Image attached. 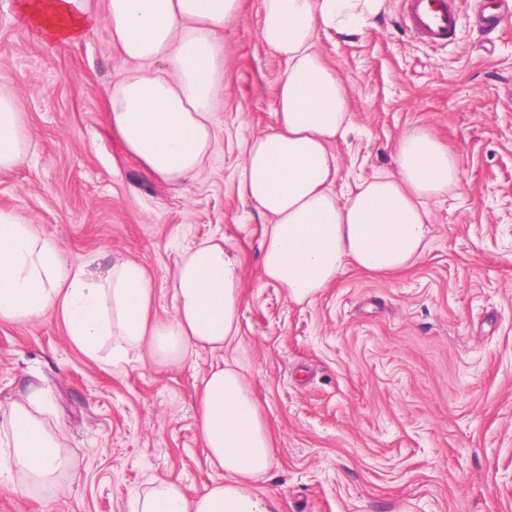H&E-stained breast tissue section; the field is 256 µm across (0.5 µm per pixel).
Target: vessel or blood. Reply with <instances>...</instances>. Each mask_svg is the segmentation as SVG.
Masks as SVG:
<instances>
[{
	"instance_id": "vessel-or-blood-1",
	"label": "vessel or blood",
	"mask_w": 512,
	"mask_h": 512,
	"mask_svg": "<svg viewBox=\"0 0 512 512\" xmlns=\"http://www.w3.org/2000/svg\"><path fill=\"white\" fill-rule=\"evenodd\" d=\"M462 19L460 0H404L406 27L429 45H441L454 38Z\"/></svg>"
}]
</instances>
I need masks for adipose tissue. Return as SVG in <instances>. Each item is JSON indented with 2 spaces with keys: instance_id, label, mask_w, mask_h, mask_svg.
I'll return each instance as SVG.
<instances>
[{
  "instance_id": "adipose-tissue-1",
  "label": "adipose tissue",
  "mask_w": 512,
  "mask_h": 512,
  "mask_svg": "<svg viewBox=\"0 0 512 512\" xmlns=\"http://www.w3.org/2000/svg\"><path fill=\"white\" fill-rule=\"evenodd\" d=\"M388 0H261L259 38L285 63L276 89V124L242 139L241 195L267 219L261 270L290 300L313 302L349 266L391 274L426 247L430 202L461 181L459 156L417 126L399 139L391 168L344 193L336 154L353 128L347 80L318 49L320 31L354 34L374 27ZM18 14L60 46L106 24L131 69L107 90V120L127 154L151 177L196 179L218 140L216 102L224 88L219 34L242 16V0H17ZM29 135L18 98L0 80V170L24 164ZM174 313L149 319L155 287L129 257L68 262L56 241L16 211L0 210V322L61 317L85 357L115 365L144 350L181 363L199 350L240 342L242 260L225 239L207 238L178 253L171 275ZM199 424L211 466L205 492L152 477L133 492V512H278L254 479L274 463L273 441L240 366L211 367L198 395ZM65 432L47 392L32 383L0 402V477L26 488L72 480Z\"/></svg>"
}]
</instances>
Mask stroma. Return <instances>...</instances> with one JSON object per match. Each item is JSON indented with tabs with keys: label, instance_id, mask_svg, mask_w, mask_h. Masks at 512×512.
I'll use <instances>...</instances> for the list:
<instances>
[{
	"label": "stroma",
	"instance_id": "obj_1",
	"mask_svg": "<svg viewBox=\"0 0 512 512\" xmlns=\"http://www.w3.org/2000/svg\"><path fill=\"white\" fill-rule=\"evenodd\" d=\"M0 0V77L19 93L25 164L0 171V209L39 224L78 263L138 261L173 314L177 253L225 237L243 259L241 340L187 363L152 354L87 359L61 319L0 322V402L30 382L51 397L74 478L22 492L0 480V512H129L152 476L191 495L218 480L197 395L217 361L238 362L275 443L255 482L280 512H512V16L488 32L462 0L452 41L429 45L388 0L376 27L328 30L318 46L347 79L355 129L336 152L344 180L390 166L403 133L427 127L461 160L460 184L433 203L422 257L395 275L346 268L313 303L266 283L265 219L238 191L241 138L275 124L283 61L259 39L260 0L221 37L216 150L197 179L167 183L127 156L105 120L106 89L129 64L106 25L46 43Z\"/></svg>",
	"mask_w": 512,
	"mask_h": 512
}]
</instances>
